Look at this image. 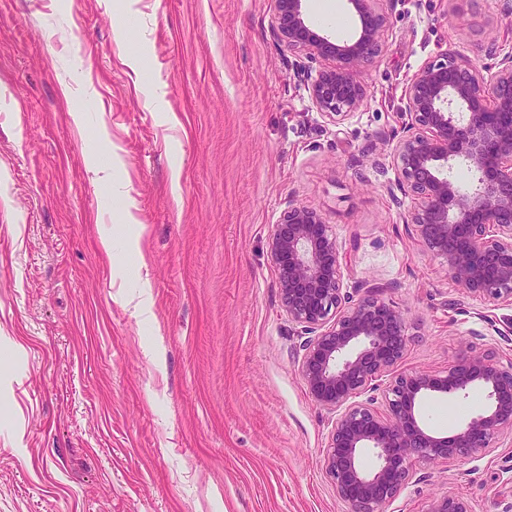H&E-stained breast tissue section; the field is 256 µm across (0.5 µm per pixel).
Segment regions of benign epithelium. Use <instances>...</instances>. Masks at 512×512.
<instances>
[{
    "label": "benign epithelium",
    "mask_w": 512,
    "mask_h": 512,
    "mask_svg": "<svg viewBox=\"0 0 512 512\" xmlns=\"http://www.w3.org/2000/svg\"><path fill=\"white\" fill-rule=\"evenodd\" d=\"M302 2L275 0L271 32L305 59L297 73L313 72L307 90L316 111L342 125L364 102L361 72L382 51L384 4L394 0H348L359 27L342 43L307 23ZM404 100L402 135L391 152L397 183L411 199L404 224L468 296L488 309L512 307V55L485 73L444 52L413 75ZM459 166L473 176L468 191L451 177ZM269 251L288 319L302 328L299 374L312 400L336 414L324 470L347 512H383L410 484L416 459L473 457L512 433V363L494 353L468 345L442 374L395 372L410 342L405 318L383 298L385 285L364 283L356 300L343 291L336 239L316 211L288 201ZM475 389L486 404L453 434L421 423L423 396L466 397ZM379 390L384 415L374 408ZM367 448L377 458L371 469L361 463ZM421 512L471 509L447 495L427 500Z\"/></svg>",
    "instance_id": "7a95c632"
}]
</instances>
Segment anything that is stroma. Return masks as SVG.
<instances>
[{"label": "stroma", "instance_id": "obj_1", "mask_svg": "<svg viewBox=\"0 0 512 512\" xmlns=\"http://www.w3.org/2000/svg\"><path fill=\"white\" fill-rule=\"evenodd\" d=\"M274 10L0 0V512H347L269 254L292 202L330 225L345 291L391 284L402 369L446 371L468 344L512 361V308L486 313L408 233L390 158L425 62L512 52L505 0H394L338 127L273 39ZM95 151L120 186L94 180ZM145 279L141 315L122 298ZM484 404L433 393L420 416L446 435ZM414 472L385 512L444 495L512 512L510 436Z\"/></svg>", "mask_w": 512, "mask_h": 512}]
</instances>
